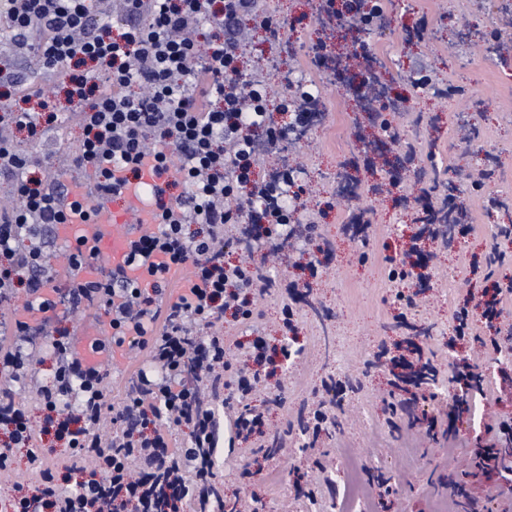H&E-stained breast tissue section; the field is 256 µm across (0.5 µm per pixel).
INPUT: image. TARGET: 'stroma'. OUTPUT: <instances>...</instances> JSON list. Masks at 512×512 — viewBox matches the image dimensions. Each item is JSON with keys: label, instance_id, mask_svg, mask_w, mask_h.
<instances>
[{"label": "stroma", "instance_id": "obj_1", "mask_svg": "<svg viewBox=\"0 0 512 512\" xmlns=\"http://www.w3.org/2000/svg\"><path fill=\"white\" fill-rule=\"evenodd\" d=\"M511 0H385L382 23L321 25L307 0H264L286 22L288 42L279 45L261 31L248 32L245 74H269L276 123L288 81L315 84L323 113L300 134L290 135L259 169L268 177L279 163L304 162L309 186L301 214L313 217L317 233L307 252H281L272 272L284 279L304 276L311 253L328 245L333 257L314 279L299 317L304 348L279 369L288 387L284 407L271 408L266 431L287 433L288 446L268 457L237 444L220 457L216 474L224 485L226 512H240L257 497L259 512H512V484L497 476L465 475L469 451L497 446L512 462V444L495 440L493 428L512 424V301L498 332L481 330L464 341L453 338L452 315L461 297L479 296L486 282L471 262L485 264L503 254L493 274L512 277V241L495 236L497 220L512 219V9ZM326 42L344 54L367 43L389 96L361 104L357 84L364 70L349 60L350 78L315 66L313 47ZM54 101L63 115L33 151L67 157L80 131L66 115L62 94ZM418 143L406 159L402 142ZM487 166L493 178L481 189L462 186L463 221L470 229L455 252L433 260L434 289L407 312L425 329L421 341L439 369L433 396L395 405L392 377L373 365L379 346L401 342L395 325L403 309L387 280L384 258L399 251L412 229L421 192L433 204L446 195L448 179ZM373 211L375 238L369 249L344 235L351 204ZM468 360L483 378L486 397L477 412L454 409L450 379L457 361ZM334 376L350 390L336 409V424L309 447L299 413L320 396ZM357 464L364 501L347 502V460ZM256 471L245 484L242 469Z\"/></svg>", "mask_w": 512, "mask_h": 512}]
</instances>
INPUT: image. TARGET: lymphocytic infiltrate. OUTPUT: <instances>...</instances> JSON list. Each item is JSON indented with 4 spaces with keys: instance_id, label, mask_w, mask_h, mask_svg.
<instances>
[{
    "instance_id": "obj_1",
    "label": "lymphocytic infiltrate",
    "mask_w": 512,
    "mask_h": 512,
    "mask_svg": "<svg viewBox=\"0 0 512 512\" xmlns=\"http://www.w3.org/2000/svg\"><path fill=\"white\" fill-rule=\"evenodd\" d=\"M104 2L0 0L18 55L37 56L44 74L67 85L81 131L72 164L93 169L98 196H121L147 171L156 178L154 230L130 240L126 265L80 281L75 271L90 256L58 245L56 227L94 210L73 196L66 174H53V156L15 142L21 132L41 139L58 114L40 87L29 90L38 109L0 110V176L15 199L0 209V302L22 287L42 313L0 320V476L14 473L19 448L37 476L33 490L17 487L5 512H184L188 503L223 512L218 452L261 433L266 416L251 396L276 359L299 354L297 283L282 297L287 344L255 336L243 359L233 358L224 321L251 323L257 297L276 285L265 256L314 232L299 214L296 168L255 177L262 151L309 123L312 94L294 86L281 103L293 120L278 126L267 83L244 79L240 19L274 39L284 28L261 0H118L114 24L101 19ZM204 26L216 39L196 40ZM237 250L247 258L230 261ZM173 269L187 277L171 293ZM91 308L106 317L112 348L143 356L118 405L107 363L87 364L57 326ZM43 353L53 360L46 385L33 369ZM182 427L188 438L171 449L169 433ZM39 433L64 443L65 466L35 448Z\"/></svg>"
}]
</instances>
